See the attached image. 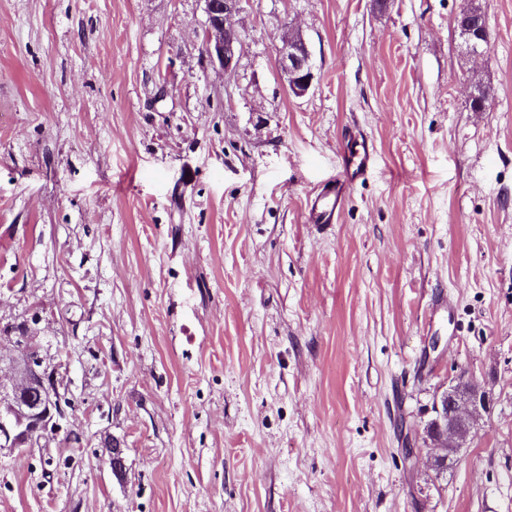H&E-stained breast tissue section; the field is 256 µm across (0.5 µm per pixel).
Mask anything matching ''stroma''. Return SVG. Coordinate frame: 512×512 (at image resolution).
I'll list each match as a JSON object with an SVG mask.
<instances>
[{
  "label": "stroma",
  "mask_w": 512,
  "mask_h": 512,
  "mask_svg": "<svg viewBox=\"0 0 512 512\" xmlns=\"http://www.w3.org/2000/svg\"><path fill=\"white\" fill-rule=\"evenodd\" d=\"M464 3L248 0L226 73L204 0H0V330L71 399L0 452V512H512V0L478 58ZM461 374L491 404L439 474L417 429ZM278 67L287 82L288 92L296 97L306 95L313 85L311 52L299 31L287 32L277 48ZM360 149L348 160L343 177L335 185L323 188L309 202L308 220L312 224H334L336 214L342 208L343 201L351 182L358 179L371 161V150L368 142L359 144Z\"/></svg>",
  "instance_id": "obj_1"
}]
</instances>
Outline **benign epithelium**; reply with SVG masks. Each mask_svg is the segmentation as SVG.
I'll return each mask as SVG.
<instances>
[{
    "label": "benign epithelium",
    "instance_id": "obj_1",
    "mask_svg": "<svg viewBox=\"0 0 512 512\" xmlns=\"http://www.w3.org/2000/svg\"><path fill=\"white\" fill-rule=\"evenodd\" d=\"M206 21L203 47L206 61L224 72L235 70L243 50V40L233 18L244 0H204ZM489 44L488 29L466 41L467 53L483 55ZM278 67L288 92L306 95L313 85L311 52L298 31L287 32L277 48ZM24 341L0 336V451L24 452L41 446L48 433L66 417L55 367L44 354L39 336L24 325ZM489 407V396L472 377L460 375L434 398L432 416L421 429L430 454V466L438 473L448 469L456 455L468 447L479 409Z\"/></svg>",
    "mask_w": 512,
    "mask_h": 512
}]
</instances>
